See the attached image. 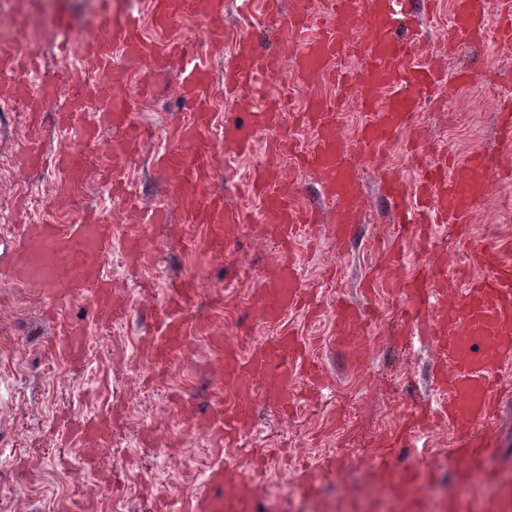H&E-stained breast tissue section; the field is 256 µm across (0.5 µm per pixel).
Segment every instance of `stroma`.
<instances>
[{"instance_id": "obj_1", "label": "stroma", "mask_w": 512, "mask_h": 512, "mask_svg": "<svg viewBox=\"0 0 512 512\" xmlns=\"http://www.w3.org/2000/svg\"><path fill=\"white\" fill-rule=\"evenodd\" d=\"M438 15L423 22L427 61H442L440 84L419 99L417 125L425 154L478 153L496 168H512V154L502 152L497 136V107L512 99V45L488 43L459 47L447 54L445 32L451 0H436ZM148 0H16V12L0 15V49L18 61L0 75V246L21 257L25 224L48 222L68 226L87 220L108 225L104 262L120 304L104 318L88 303L58 291L47 299L37 284L22 285L0 270V512H156L160 497L182 502L198 491L203 473L232 468L240 487L253 497L252 512H275L264 498L278 480L291 484L295 500L285 512H346L345 502L371 500L373 512H404V494L367 489L381 448L398 435L418 408L434 404L435 349L423 329L407 330L403 297L397 291L414 266L432 261L448 264L449 293L481 276L463 240H498L512 256V222L497 223L503 199H512V180L492 177L483 207L465 233L440 224L423 238L397 235L394 218L380 193V173L388 171L405 186L419 174L409 153V131L395 134L382 166L357 160L365 203L351 235L336 240L332 226L336 206L320 197L296 154L279 162L281 190L298 203L321 209L316 240L302 235L292 250L305 291L318 312L288 314L286 323L312 340V362L319 384L299 379L287 410L269 408L255 395L251 421L234 447L214 446L204 427L215 415L218 356L214 337L243 346H260L275 331L255 317L263 291V271L280 254L279 243L259 236L256 223L229 234L234 250L216 254L209 229L188 222L177 193L175 174L159 157L174 142L172 134L197 119L199 107L183 96L190 64L204 65L210 79L204 107L213 117L212 132L225 120L244 118L255 106L278 100V85L259 81L251 95L225 92L226 64L238 37H251L259 50L277 56L290 71L293 51L283 46L274 22L259 7L239 10L233 0L216 19L223 41L211 47L190 21L172 32L187 48V59L155 69L148 59L114 51L111 70L128 101V125L97 124L94 140H82L78 129H64L58 115L64 99L88 88L98 70L79 48L62 54L53 35L56 17L66 15L79 42L107 34L129 14H147ZM39 23V53L29 59L26 38L16 27L19 17ZM321 96L341 103L337 128L354 142L365 119L355 86L319 87ZM307 88L294 85L285 103L281 136L308 145L312 129L302 113ZM41 101L43 151L55 156L81 152L86 175L72 187L56 166L20 168L16 155L28 137L27 114ZM267 135H260L246 155L216 151L209 169L215 191L251 213L257 198L241 195L237 184L266 159ZM128 156L125 166L112 164L114 152ZM164 209L167 221L148 225L146 259L132 267L126 241L150 213ZM186 280L195 295L184 307L187 341L162 367L150 355L161 319L168 309L171 282ZM345 300L372 311L352 347L334 344L333 311ZM62 323L86 330L85 358L73 364L55 345ZM504 400L497 418L482 436L492 449L484 464L493 479L473 490L470 512H488L512 483V367L500 375ZM111 417L105 441L67 442L61 433L90 417ZM417 452L393 458L398 470H424L426 481L441 493L415 512H459L457 489L469 466L440 471L437 455L447 454L455 431L441 421L420 429ZM315 472L313 488L300 485L302 465Z\"/></svg>"}]
</instances>
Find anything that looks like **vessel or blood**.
I'll list each match as a JSON object with an SVG mask.
<instances>
[{
    "mask_svg": "<svg viewBox=\"0 0 512 512\" xmlns=\"http://www.w3.org/2000/svg\"><path fill=\"white\" fill-rule=\"evenodd\" d=\"M265 4L281 40L295 48L292 79L311 90L304 118L315 130V145L304 151V166L321 195L336 202L335 233L337 237H346L364 206L352 156L382 163L392 136L409 127L413 112L419 109L417 92L437 80L436 70L420 60L419 32L407 26L414 0H325L327 21L316 30L311 27L307 0H300L294 13L286 16L281 14L278 0H265ZM224 7L225 0H150L156 27L164 29L176 20L188 18L196 22L198 34L213 45L221 38L214 21L223 14ZM496 15L497 40L499 44L511 45L512 0H496ZM358 22L364 25V62L356 87L368 118L350 143L336 132L334 100L315 94L314 89L335 76L337 64L350 55L354 43L348 34ZM486 37V19L478 0H453L449 48L482 44ZM116 47L129 55L147 57L159 67L183 52L177 45L146 41L139 32L137 19L129 18L113 27L108 39H88L84 55L105 73ZM230 67L229 87L234 93L251 91L262 78H283L278 59L259 53L252 40L244 37L237 41ZM91 91L110 112L114 123H125L126 102L115 93L111 77L105 74ZM282 117L276 105L255 108L245 120L225 122L220 140L215 143L205 133L208 114H200L195 123L177 129L176 148L160 160L164 168L188 186L189 216L193 223L209 227L211 242L219 249L225 234L237 225L250 223L252 216L211 192L207 177L209 158L218 146L228 154H248L258 133L272 136L267 161L252 171L246 190L261 202L259 219L263 231L277 234L284 247L281 258L266 268L260 299L263 320L277 326L278 333L248 354L235 348L221 353L219 381L235 394L236 400L222 406L219 420L211 427L212 439L220 444L230 442L248 424L246 399L257 379L266 381V398L275 409L284 406L289 386L309 366L304 343L284 325L288 313L300 308L304 296L302 276L290 245L306 224L307 215L277 189L278 160L289 149L288 141L277 135ZM17 161L27 168L43 165L44 152L36 138L27 140ZM56 164L67 171L72 181H82V154L63 153ZM419 169V180L412 189H404L391 179L383 182L386 199L399 207L400 232L423 224L469 223L487 195L491 170L487 160L475 153L461 159H451L443 153L427 158ZM23 234V260L11 269L18 282L67 285L71 294L86 297L99 317L117 304L104 268L103 256L110 237L107 225L81 223L65 230L56 224H28ZM472 257L484 274L456 297H449L442 286L447 276L446 265L424 263L416 268L403 300L408 324L426 319L435 341L441 365L436 412L458 431L456 446L450 454L475 462L487 454L476 435L479 427L492 417L498 399L497 376L512 366V258L488 243L476 246ZM187 295L184 288L171 291L174 309L166 314L161 332L153 341L155 364L168 362L184 343L186 325L176 307ZM335 318L338 344L350 347L355 341L354 330L363 320L361 312L340 304L335 308ZM56 343L76 358L82 351L83 338L79 329L63 324ZM375 475L399 491L404 490L406 483L422 478L421 471L402 473L383 463L377 465ZM159 506L162 512H250L251 500L245 493L226 492L224 472L215 469L188 505L177 508L163 500Z\"/></svg>",
    "mask_w": 512,
    "mask_h": 512,
    "instance_id": "1",
    "label": "vessel or blood"
}]
</instances>
